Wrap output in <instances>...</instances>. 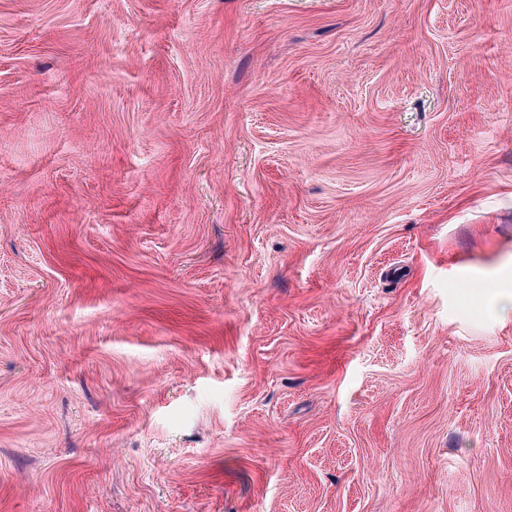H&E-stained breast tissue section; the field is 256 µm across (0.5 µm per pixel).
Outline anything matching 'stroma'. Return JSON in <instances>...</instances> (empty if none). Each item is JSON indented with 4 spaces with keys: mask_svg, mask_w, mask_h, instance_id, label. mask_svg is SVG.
I'll list each match as a JSON object with an SVG mask.
<instances>
[{
    "mask_svg": "<svg viewBox=\"0 0 512 512\" xmlns=\"http://www.w3.org/2000/svg\"><path fill=\"white\" fill-rule=\"evenodd\" d=\"M512 0H0V512H512Z\"/></svg>",
    "mask_w": 512,
    "mask_h": 512,
    "instance_id": "obj_1",
    "label": "stroma"
}]
</instances>
